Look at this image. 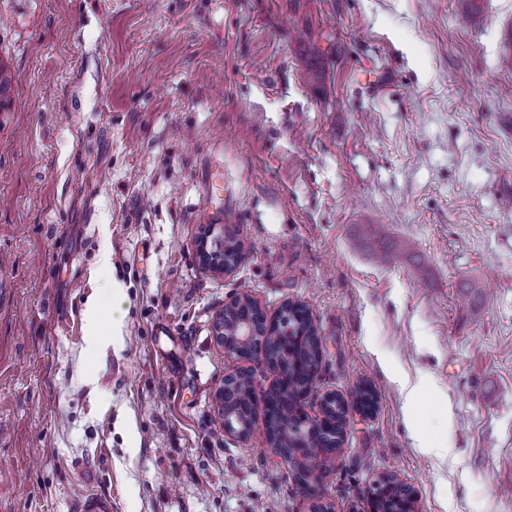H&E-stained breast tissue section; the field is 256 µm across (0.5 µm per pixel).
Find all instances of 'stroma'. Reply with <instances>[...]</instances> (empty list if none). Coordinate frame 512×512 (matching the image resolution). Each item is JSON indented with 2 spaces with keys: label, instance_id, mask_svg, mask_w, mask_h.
<instances>
[{
  "label": "stroma",
  "instance_id": "35a3bbf8",
  "mask_svg": "<svg viewBox=\"0 0 512 512\" xmlns=\"http://www.w3.org/2000/svg\"><path fill=\"white\" fill-rule=\"evenodd\" d=\"M0 0V512H370L394 476L418 512H512V0ZM331 47L309 78L299 33ZM224 189L208 193L212 163ZM246 245L225 273L203 226ZM381 225L403 253L381 264ZM474 290H467V283ZM307 307L352 414L320 498L253 427L225 434L233 298ZM96 301L121 328L89 349ZM397 372L452 451L418 452ZM367 239L375 246V254L384 264L393 263L399 254V250L393 246L384 244L385 236L380 225H373L365 232Z\"/></svg>",
  "mask_w": 512,
  "mask_h": 512
}]
</instances>
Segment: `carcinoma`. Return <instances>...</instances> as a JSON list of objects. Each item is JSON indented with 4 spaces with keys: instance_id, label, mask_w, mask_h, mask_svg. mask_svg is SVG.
<instances>
[{
    "instance_id": "1",
    "label": "carcinoma",
    "mask_w": 512,
    "mask_h": 512,
    "mask_svg": "<svg viewBox=\"0 0 512 512\" xmlns=\"http://www.w3.org/2000/svg\"><path fill=\"white\" fill-rule=\"evenodd\" d=\"M375 246V254L384 264L394 262L399 250L384 244L382 227L373 225L365 232ZM244 244L228 233L224 235V256L231 262H239L244 254ZM269 349L273 354L271 367L288 366L284 376L268 393L265 408V435L270 447L288 458V465L295 480L305 485L320 478L318 465L324 454L336 450L342 442L346 422L344 399L336 394L323 398L325 420L316 422L301 409L300 397L315 382L322 365V352L316 328L307 308L295 303L288 307L269 335H256L247 343L237 346L240 355L252 358L257 350ZM224 405L221 418L228 419L248 433L252 428L253 394L250 377L224 385ZM407 489L394 478L384 486L380 505L387 512L399 508Z\"/></svg>"
}]
</instances>
